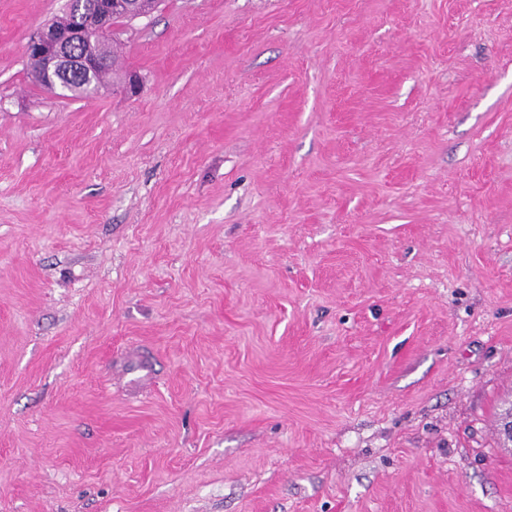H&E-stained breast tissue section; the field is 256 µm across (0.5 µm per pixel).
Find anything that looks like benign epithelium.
<instances>
[{
    "mask_svg": "<svg viewBox=\"0 0 512 512\" xmlns=\"http://www.w3.org/2000/svg\"><path fill=\"white\" fill-rule=\"evenodd\" d=\"M74 23L66 33L52 25L36 32L28 41L26 53L45 60L47 82L53 90L70 91L66 84L71 71L87 74L100 70L105 60L95 55H78L74 46L93 38L105 39L112 34L114 12H123L132 19L150 16L157 8V0H70Z\"/></svg>",
    "mask_w": 512,
    "mask_h": 512,
    "instance_id": "benign-epithelium-1",
    "label": "benign epithelium"
}]
</instances>
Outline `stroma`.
Returning <instances> with one entry per match:
<instances>
[{
  "mask_svg": "<svg viewBox=\"0 0 512 512\" xmlns=\"http://www.w3.org/2000/svg\"><path fill=\"white\" fill-rule=\"evenodd\" d=\"M64 2L0 0V512H512V0H162L90 97Z\"/></svg>",
  "mask_w": 512,
  "mask_h": 512,
  "instance_id": "1",
  "label": "stroma"
}]
</instances>
